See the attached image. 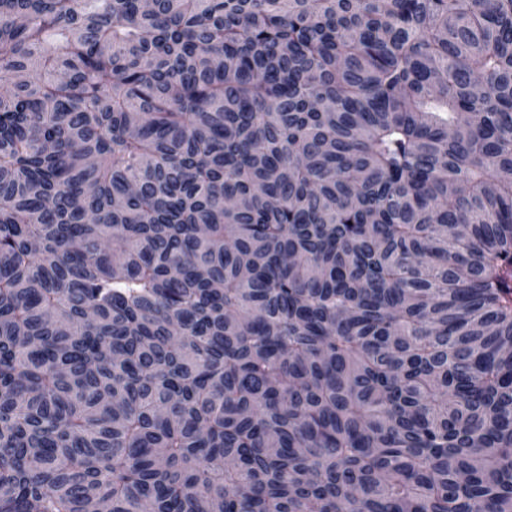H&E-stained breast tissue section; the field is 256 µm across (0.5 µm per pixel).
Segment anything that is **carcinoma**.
Segmentation results:
<instances>
[{
	"instance_id": "cac0c4a2",
	"label": "carcinoma",
	"mask_w": 512,
	"mask_h": 512,
	"mask_svg": "<svg viewBox=\"0 0 512 512\" xmlns=\"http://www.w3.org/2000/svg\"><path fill=\"white\" fill-rule=\"evenodd\" d=\"M0 512H512V0H0Z\"/></svg>"
}]
</instances>
